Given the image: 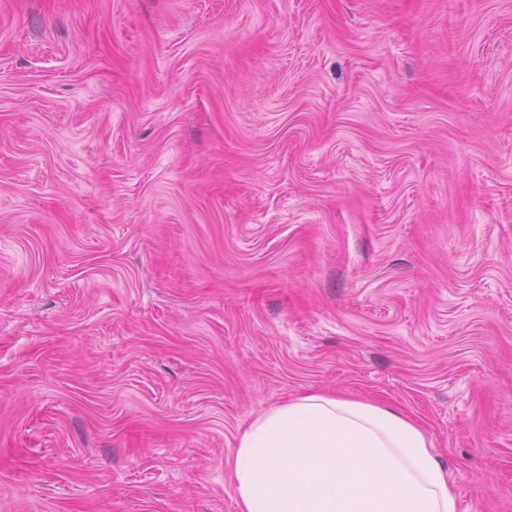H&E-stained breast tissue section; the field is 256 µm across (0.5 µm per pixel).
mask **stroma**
Returning a JSON list of instances; mask_svg holds the SVG:
<instances>
[{
	"label": "stroma",
	"mask_w": 512,
	"mask_h": 512,
	"mask_svg": "<svg viewBox=\"0 0 512 512\" xmlns=\"http://www.w3.org/2000/svg\"><path fill=\"white\" fill-rule=\"evenodd\" d=\"M312 392L512 512V0H0V512H238Z\"/></svg>",
	"instance_id": "obj_1"
}]
</instances>
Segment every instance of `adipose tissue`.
<instances>
[{"mask_svg": "<svg viewBox=\"0 0 512 512\" xmlns=\"http://www.w3.org/2000/svg\"><path fill=\"white\" fill-rule=\"evenodd\" d=\"M229 464L239 512H457L449 473L419 424L332 393L257 414Z\"/></svg>", "mask_w": 512, "mask_h": 512, "instance_id": "1", "label": "adipose tissue"}]
</instances>
